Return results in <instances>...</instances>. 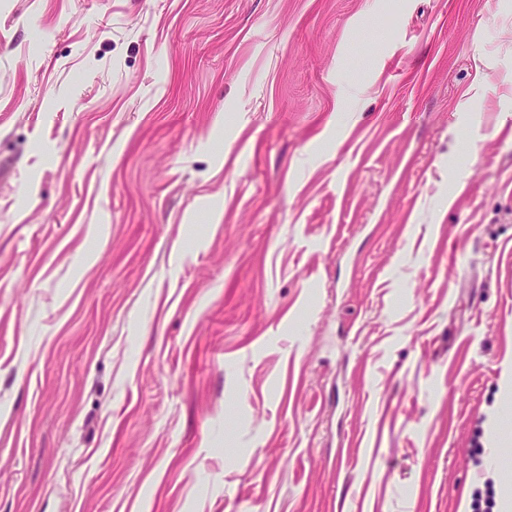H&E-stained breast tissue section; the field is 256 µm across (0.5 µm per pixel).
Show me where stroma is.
I'll return each mask as SVG.
<instances>
[{"mask_svg": "<svg viewBox=\"0 0 512 512\" xmlns=\"http://www.w3.org/2000/svg\"><path fill=\"white\" fill-rule=\"evenodd\" d=\"M512 0H0V512L512 493Z\"/></svg>", "mask_w": 512, "mask_h": 512, "instance_id": "35a3bbf8", "label": "stroma"}]
</instances>
